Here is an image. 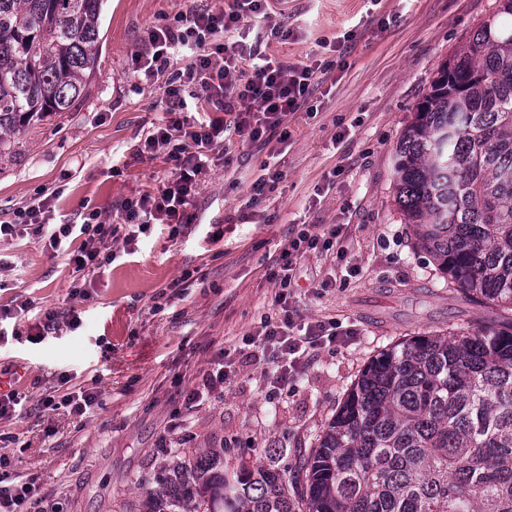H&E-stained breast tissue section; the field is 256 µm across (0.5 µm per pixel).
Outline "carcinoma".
<instances>
[{"mask_svg":"<svg viewBox=\"0 0 512 512\" xmlns=\"http://www.w3.org/2000/svg\"><path fill=\"white\" fill-rule=\"evenodd\" d=\"M104 0H0V158L70 112L96 73ZM438 69L394 160L417 245L490 325L413 336L360 373L311 453L295 499L277 459L181 461L140 512H512V0Z\"/></svg>","mask_w":512,"mask_h":512,"instance_id":"carcinoma-1","label":"carcinoma"}]
</instances>
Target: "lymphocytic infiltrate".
Returning a JSON list of instances; mask_svg holds the SVG:
<instances>
[{"label": "lymphocytic infiltrate", "instance_id": "lymphocytic-infiltrate-1", "mask_svg": "<svg viewBox=\"0 0 512 512\" xmlns=\"http://www.w3.org/2000/svg\"><path fill=\"white\" fill-rule=\"evenodd\" d=\"M250 26L265 27L274 37L284 32L283 24L273 22L268 13L267 0H225L219 9L182 13L174 23L149 31V49L136 59L145 79L163 72L177 56H188L190 63L183 80L169 83L165 90L168 120L149 127L140 146L150 155H163L170 174L157 191L125 199L121 222L112 223L96 209L81 213L76 223L56 222L47 197L19 211L20 223L30 226L38 239L48 240L51 248L71 244L73 294L84 295L86 277L112 263L118 252L133 253L140 235L151 225H167L176 236L195 222L191 207L209 183L216 156L224 152L225 136L246 144L287 143L283 124L304 105L322 66L268 57L249 41L246 29ZM192 89L207 103L209 118L185 116L186 96ZM343 231L340 224L322 225L317 232L300 230L273 262L272 304L283 309L285 316L277 322L265 320L248 344L272 362L278 381L288 380L312 351L338 338L335 324L322 321L307 323L304 334H294L286 309L298 258L311 250L331 249ZM233 355L230 348L215 353L200 382L187 392L186 408L201 407L223 392ZM10 466L8 453H1L0 512H28L41 498L40 486L33 478H12Z\"/></svg>", "mask_w": 512, "mask_h": 512}]
</instances>
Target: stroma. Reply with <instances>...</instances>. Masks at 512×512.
Wrapping results in <instances>:
<instances>
[{"instance_id": "1", "label": "stroma", "mask_w": 512, "mask_h": 512, "mask_svg": "<svg viewBox=\"0 0 512 512\" xmlns=\"http://www.w3.org/2000/svg\"><path fill=\"white\" fill-rule=\"evenodd\" d=\"M224 0H104L99 67L85 98L69 112L32 123L0 159V221L52 190L56 213L77 219L84 207L120 221L124 199L155 191L163 158L137 155L151 123L167 117L165 86L184 71L173 65L151 82L134 70L152 28L193 8ZM496 0H270L267 10L292 30L261 51L281 61L328 63L304 110L290 115L281 173L241 216L250 185L269 150L230 140L229 166L214 167L196 198L198 223L178 237L166 225L140 238L87 281L89 299L72 295L66 249L30 234L0 238V307L16 321L77 309L82 326H66L37 343L10 335L0 342V370L11 369L23 400L0 419V444L12 475L36 478L44 512H130L168 474L177 456L224 451L230 466L266 463L284 449L281 468L309 454L362 369L381 350L410 336L473 329L494 307L462 297L416 245L392 190L393 164L415 104L438 68L495 9ZM343 224L329 251L297 263L290 306L299 322L335 320L347 335L317 348L302 371L268 397L265 361L237 367L223 395L184 409L220 348L241 344L261 321L280 320L267 278L273 260L302 226ZM224 237L209 243V232ZM358 274L345 272L346 263ZM189 288H174L183 271ZM162 312H153L154 304ZM98 392L84 416L43 410L40 399L61 377ZM182 407V424L170 413Z\"/></svg>"}]
</instances>
